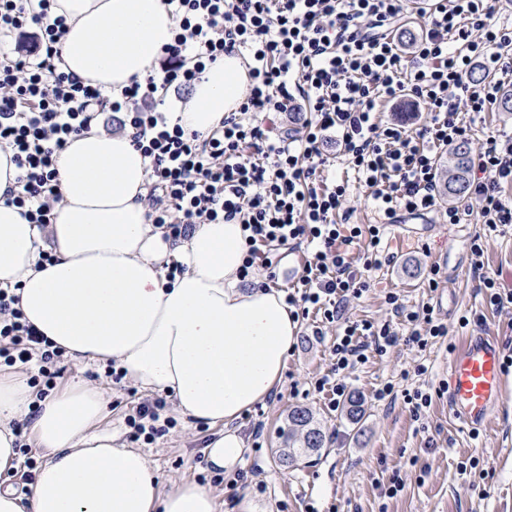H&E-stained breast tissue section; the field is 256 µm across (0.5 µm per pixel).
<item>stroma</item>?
<instances>
[{"instance_id":"35a3bbf8","label":"stroma","mask_w":512,"mask_h":512,"mask_svg":"<svg viewBox=\"0 0 512 512\" xmlns=\"http://www.w3.org/2000/svg\"><path fill=\"white\" fill-rule=\"evenodd\" d=\"M467 223L471 234L483 238L485 272L512 291V230L490 229L476 213ZM406 225L415 237L411 249L398 252L394 265L370 272L369 291L343 303L341 314L358 322L388 320L385 295L392 291L406 306L431 304L448 325L447 339L422 351L398 344L350 373L349 390L362 396L365 409L353 424L329 408L315 389L316 378L332 363L334 330L319 338L312 334L313 319L300 321L278 399L256 404L236 422L247 437L254 426L262 428L259 446L250 447L243 462L253 472V488L232 490L220 474L210 471L203 453L209 431L189 426L169 407L164 415L173 419V428L153 443L137 444L163 486L182 481L210 486L223 504L222 512H238L244 499L252 501L255 512H512V404L494 411L479 435L470 437L449 414L448 395L442 390L452 353L474 332L496 337L504 356L512 357V310L486 306L470 246L449 244L442 212L407 220ZM433 263L441 265L444 278L432 293L423 281L427 265ZM410 264L417 270L412 278L405 274ZM464 315L470 323L463 328L458 320ZM420 363L427 367L422 375L415 370ZM387 383L394 385L396 399L375 401V389ZM417 388L432 396L431 407L418 419L402 399L404 391ZM296 405L313 410L331 441L320 456L303 460L293 470L279 463L276 450L288 412ZM472 456L480 460L482 477L460 471L461 462ZM396 472L406 486L390 498L384 487Z\"/></svg>"}]
</instances>
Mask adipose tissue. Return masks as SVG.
<instances>
[{"mask_svg": "<svg viewBox=\"0 0 512 512\" xmlns=\"http://www.w3.org/2000/svg\"><path fill=\"white\" fill-rule=\"evenodd\" d=\"M54 12L67 23L58 67L115 94L157 66L176 27L165 0H56ZM246 86L240 59L225 57L195 84L180 124L219 127ZM150 166L128 131L70 137L61 199L38 226L8 202L18 169L0 147V288L73 365L110 361L140 390L172 396L177 414L210 429L212 470L229 473L246 448L233 423L280 382L298 323L281 293L241 278V225L198 224L174 239L150 223ZM171 258L185 267L172 279ZM108 402L92 380L38 399L24 374L0 377V512H219L209 486L163 487L140 450L101 428ZM25 419L40 462L22 495L14 425Z\"/></svg>", "mask_w": 512, "mask_h": 512, "instance_id": "obj_1", "label": "adipose tissue"}]
</instances>
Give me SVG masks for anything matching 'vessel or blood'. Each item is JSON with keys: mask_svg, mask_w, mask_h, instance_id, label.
Masks as SVG:
<instances>
[{"mask_svg": "<svg viewBox=\"0 0 512 512\" xmlns=\"http://www.w3.org/2000/svg\"><path fill=\"white\" fill-rule=\"evenodd\" d=\"M500 345L479 332L467 336L448 364V410L467 432L478 433L504 403Z\"/></svg>", "mask_w": 512, "mask_h": 512, "instance_id": "b4317fda", "label": "vessel or blood"}]
</instances>
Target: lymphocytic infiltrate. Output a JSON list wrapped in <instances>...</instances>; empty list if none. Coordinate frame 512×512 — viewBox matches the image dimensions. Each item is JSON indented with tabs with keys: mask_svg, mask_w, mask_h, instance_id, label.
Listing matches in <instances>:
<instances>
[{
	"mask_svg": "<svg viewBox=\"0 0 512 512\" xmlns=\"http://www.w3.org/2000/svg\"><path fill=\"white\" fill-rule=\"evenodd\" d=\"M55 0H0V31L37 25L25 56L0 66V146L13 152L19 170L12 202L33 224L51 221L61 198L57 155L67 140L87 131L104 94L99 87L59 71L66 19ZM178 19L162 52V75L132 81L112 111L126 112L132 143L153 160L151 182L159 198L148 203L152 223L172 238L192 225L236 223L246 233L243 278L274 267L273 253L305 246L310 254L284 300L302 316L318 313L335 326L334 362L317 378L319 392L338 407L347 393L346 370L369 355L384 356L398 338L390 323L342 320L339 305L362 296L365 271L390 264L384 225L368 230L336 220L349 182H320L329 160L324 143L359 181L386 219L421 215L438 206L437 160L467 133L462 112L491 111L501 83L476 82L474 70L512 76V27L499 23L490 0H433L422 32L410 48L397 45L388 28L405 16L410 0H166ZM247 54L252 66L246 94L219 128L188 131L161 106L170 87L199 82L225 57ZM411 101L427 113L421 126L385 122L378 106ZM304 110L310 117L294 140L274 133L265 117ZM512 135L488 136L471 168L468 206L444 210L449 223L478 211L491 227L512 229ZM360 257L352 251L360 239ZM386 302L409 330L405 342L425 349L448 327L430 305L406 308L396 294ZM20 298L0 289V362L36 364L53 382L62 357L23 316ZM163 398L138 402L127 425L132 439L164 436Z\"/></svg>",
	"mask_w": 512,
	"mask_h": 512,
	"instance_id": "f902f5d3",
	"label": "lymphocytic infiltrate"
}]
</instances>
